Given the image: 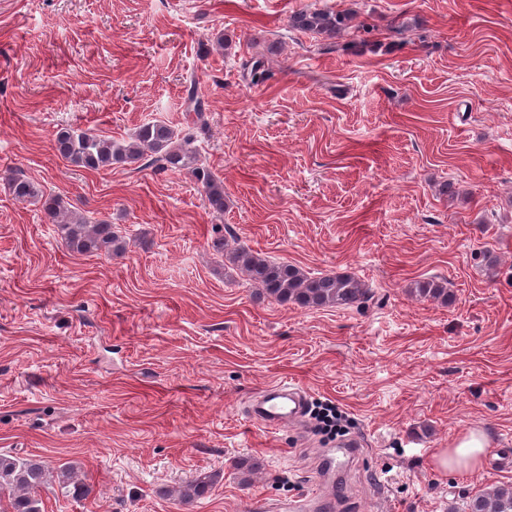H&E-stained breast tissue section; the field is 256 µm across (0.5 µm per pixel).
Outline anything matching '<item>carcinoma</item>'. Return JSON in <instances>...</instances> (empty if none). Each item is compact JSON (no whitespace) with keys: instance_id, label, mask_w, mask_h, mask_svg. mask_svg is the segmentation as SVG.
<instances>
[{"instance_id":"carcinoma-1","label":"carcinoma","mask_w":512,"mask_h":512,"mask_svg":"<svg viewBox=\"0 0 512 512\" xmlns=\"http://www.w3.org/2000/svg\"><path fill=\"white\" fill-rule=\"evenodd\" d=\"M351 18L340 12L301 9L290 16L292 28L336 38L350 27ZM251 84L261 86L271 77L268 59L261 55L248 64ZM189 105L195 114L193 125L177 132L162 123L139 126L129 139L118 142L95 135L80 128H62L53 141L54 151L69 163L90 170L110 168L115 164L137 169L152 165L163 171L186 173L201 185L212 212L224 213V182L198 163L195 146L197 130L207 125L204 103L189 89ZM7 184L19 202L40 201L49 221L55 224L68 248L79 254H118L125 242L106 221H93L68 207L61 196H44L40 188L26 177L14 173ZM210 248L226 256L254 285L280 302L292 301L304 308L341 309L363 308L372 294L366 285L350 273L308 275L302 269L285 262L271 261L248 248L239 247L224 254V234L214 228ZM412 292L422 299L448 302V287L435 278L418 281ZM75 498H85L90 489L72 476V469H54L36 459H20L0 454V512H43L37 490L53 479ZM214 483L206 473L181 486L177 491L179 502L188 506L203 497ZM467 512H512V486H503L487 494L463 495Z\"/></svg>"}]
</instances>
